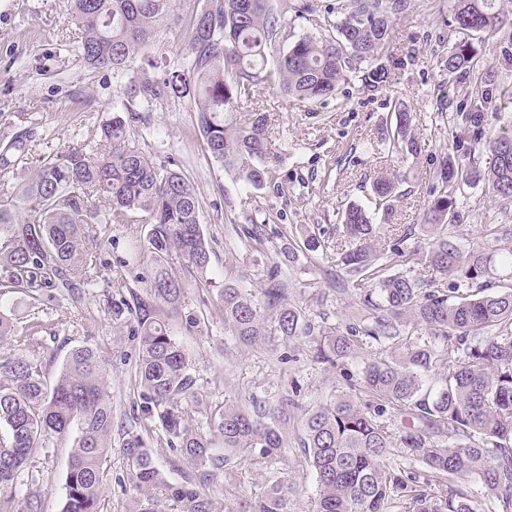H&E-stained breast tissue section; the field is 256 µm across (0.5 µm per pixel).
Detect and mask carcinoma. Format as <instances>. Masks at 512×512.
<instances>
[{"label": "carcinoma", "mask_w": 512, "mask_h": 512, "mask_svg": "<svg viewBox=\"0 0 512 512\" xmlns=\"http://www.w3.org/2000/svg\"><path fill=\"white\" fill-rule=\"evenodd\" d=\"M410 0H337L332 34L303 36L280 52L274 65L267 51L288 28V11L271 0H66L82 31L78 52L93 69H110L127 78L123 98L102 126L104 146H69L41 160L35 177L0 198V296H23L36 305L55 295L74 297L87 286L97 258L85 248L92 224H126L132 214L145 224L141 248L151 271L145 294L112 303V314L132 316L139 336L135 377L139 403L134 409L155 419L179 458L199 469V483L169 482L156 466L136 424L122 434L120 453L128 481L143 496L137 512H224V503L204 486L233 472L246 454L281 455L288 447L291 399L251 400L217 410L210 425L223 444L183 422V402L193 395L194 379L171 321L200 323L183 313L187 281L210 287L206 276L210 247L200 222L202 200L175 161L157 163L141 147L135 123L139 109L152 110L164 99H189L198 114L205 150L224 168L236 171L246 186L259 189L276 161L264 112L240 111V99L267 83L303 103L331 98L352 74L365 89L376 91L391 82L387 63L398 52L393 17L408 10ZM189 20L188 45L172 64L154 50L159 22ZM507 23L494 0H453L448 27L459 35L445 67L451 74L470 73L478 54L474 37L490 35ZM484 89L462 123L481 138L483 112L493 99L491 71L481 77ZM382 134L388 152L413 155L419 143L412 134V115L397 102L390 106ZM26 131L0 151V170L24 157ZM492 161L483 170L472 150L442 159L437 195L419 227H408L400 239L381 241L383 251L402 256L406 238L420 231L430 241L426 261L429 283L403 274H386L377 265L375 238L383 225L372 222L361 206L344 213L345 250L339 252L349 271L373 280L363 297L372 325L347 335H312L300 311L288 301L287 289L272 282L264 302L232 284L220 290L224 328L243 346L265 347L275 337L291 341L312 337L313 359L336 368L371 339L384 354L365 363L361 402L338 394L329 402L304 410L301 441L317 488L316 512H392L401 498L408 512H480L477 501L458 485L476 477L500 512H512V286L491 293L494 262L512 267V251L494 257L483 248L460 249L448 239L447 226L459 218L456 196L463 187L482 182L489 192L512 200V132L489 142ZM405 176L382 173L373 184L377 205L391 208ZM102 197L108 210L93 200ZM315 234L284 244L288 256L315 252ZM181 267L182 276L169 268ZM453 277L472 289L458 302L438 288ZM408 318L430 331V340L411 342L399 334ZM15 331L11 309L0 307V345ZM108 359L92 345L70 351L53 383L42 363L21 352L0 355V512H42L38 494L22 492V476L36 456L48 457L58 443L72 439L60 512H102L105 463L112 453V398L106 389ZM446 370L439 388H424V377ZM400 418L389 428L386 414ZM425 467L429 477L447 484L448 495L417 488L416 478H402L386 466L394 450ZM240 512H290L288 488L272 483Z\"/></svg>", "instance_id": "cac0c4a2"}]
</instances>
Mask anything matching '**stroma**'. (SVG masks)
<instances>
[{
    "mask_svg": "<svg viewBox=\"0 0 512 512\" xmlns=\"http://www.w3.org/2000/svg\"><path fill=\"white\" fill-rule=\"evenodd\" d=\"M307 2L309 13L292 19L276 50H285L306 35L323 36L321 23L335 10L336 0ZM450 6V0H412L406 12L394 17L402 61L392 66L391 82L380 91L364 90L353 76L327 103L303 104L279 88L253 87L241 107L269 113V139L281 156L263 188L245 186L234 172L208 157L189 100H163L142 113L148 155L156 162L172 157L182 163L202 200L201 224L212 250L207 271L212 288L188 291L189 309L205 313V322L190 329L173 326L194 379L196 397L184 405V421L191 427L208 432L210 412L244 404L252 396L271 401L290 396L306 408L339 392L357 393L359 372L365 362L379 356V345H363L338 369L315 363L305 338L276 342L270 351L243 347L225 332L224 319L216 314L219 289L234 284L257 294L274 278L286 285L290 302L315 332L344 334L362 325L360 292L335 251H300L290 259L281 247L309 227L320 239L335 241L351 202L362 206L377 224L421 223L440 189L436 171L446 153L471 145L477 162H490L488 140L512 129V104L493 101L484 112L483 141L471 144L456 111L469 107L476 82L448 73L444 66ZM78 36L64 0H0V147L29 129L39 134L34 153L9 172H0V192L32 175L40 156L71 144L99 143L100 128L111 118L125 81L87 68L74 50ZM509 45L512 27L486 36L477 54L480 66L492 68L501 87H512V62L503 53ZM396 99L412 113L420 145L418 154L401 159L391 156L380 138L382 122ZM395 169L407 171L409 177L387 214L376 206L373 183L380 173ZM457 209L460 218L449 226L448 237L461 249L512 250V202L492 197L484 184L477 183L458 196ZM487 224L500 229L497 239L489 242L481 235ZM254 226L261 230L262 244L247 236ZM86 246L99 257L100 273L76 298L41 309L17 304L11 295L0 298V306L15 308L17 318L12 342L0 346V352L9 353L16 345L24 354L40 357L52 380L72 348L101 347L109 359L106 385L112 397V442L117 445L133 398L138 340L129 317L112 314L110 280L114 271H122L129 291L144 294L150 262L140 253L129 224L97 226ZM36 319L43 329L29 334L27 326ZM299 434V421H292L281 456L243 458L232 476L213 486L227 512H237L281 480L293 489V512H313L316 483L304 462ZM70 453L71 444L65 441L49 458L32 462L42 476L33 487L41 497L42 512L60 510ZM107 471V512H133L136 492L120 453H112Z\"/></svg>",
    "mask_w": 512,
    "mask_h": 512,
    "instance_id": "stroma-1",
    "label": "stroma"
}]
</instances>
